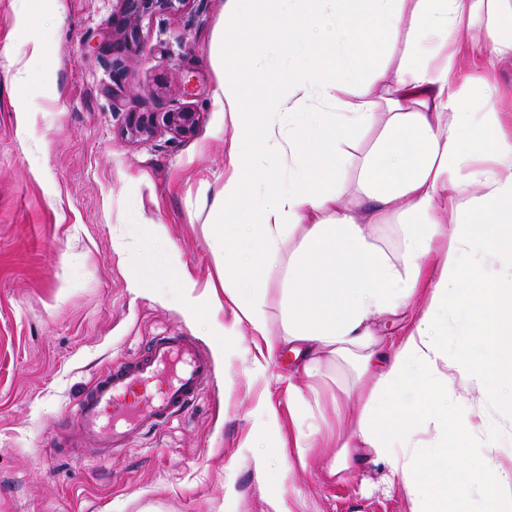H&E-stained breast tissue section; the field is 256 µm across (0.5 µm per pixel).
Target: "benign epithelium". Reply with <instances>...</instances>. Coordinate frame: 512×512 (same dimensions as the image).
<instances>
[{
    "instance_id": "7a95c632",
    "label": "benign epithelium",
    "mask_w": 512,
    "mask_h": 512,
    "mask_svg": "<svg viewBox=\"0 0 512 512\" xmlns=\"http://www.w3.org/2000/svg\"><path fill=\"white\" fill-rule=\"evenodd\" d=\"M117 9L112 14V30L103 35L112 45L144 55L147 52L142 39V23L156 15L184 10L193 0H116ZM198 126L197 113L188 108L169 109L165 112H131L125 126L126 135L132 139L153 136L164 127L172 133L191 137Z\"/></svg>"
}]
</instances>
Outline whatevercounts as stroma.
I'll use <instances>...</instances> for the list:
<instances>
[{
  "label": "stroma",
  "mask_w": 512,
  "mask_h": 512,
  "mask_svg": "<svg viewBox=\"0 0 512 512\" xmlns=\"http://www.w3.org/2000/svg\"><path fill=\"white\" fill-rule=\"evenodd\" d=\"M223 0L145 20L148 55L98 52L116 0H0V512H410L385 493L371 456L355 480L328 479L326 456L286 449L296 423L335 424L331 400L291 417L290 356H260L248 330L223 336L230 313L183 310L175 281L130 275L173 252L199 287L217 281L224 245L201 197L224 185L233 127L215 99L225 74L276 89L292 71L287 23L226 25ZM188 107L194 136L131 140V112ZM175 329L209 354L214 379L195 407L94 465L59 447L98 371ZM280 411L266 429L259 397ZM484 432L512 458V413L483 400Z\"/></svg>",
  "instance_id": "1"
}]
</instances>
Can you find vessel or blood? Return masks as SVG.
<instances>
[{
    "instance_id": "1",
    "label": "vessel or blood",
    "mask_w": 512,
    "mask_h": 512,
    "mask_svg": "<svg viewBox=\"0 0 512 512\" xmlns=\"http://www.w3.org/2000/svg\"><path fill=\"white\" fill-rule=\"evenodd\" d=\"M212 377L209 355L190 337L154 336L139 356L94 379L75 405L76 428L60 444L83 459L106 461L189 411Z\"/></svg>"
}]
</instances>
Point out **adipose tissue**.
<instances>
[{"label":"adipose tissue","mask_w":512,"mask_h":512,"mask_svg":"<svg viewBox=\"0 0 512 512\" xmlns=\"http://www.w3.org/2000/svg\"><path fill=\"white\" fill-rule=\"evenodd\" d=\"M271 2L298 35L291 51L316 49L318 61L297 65L265 97L280 121L262 128L242 118L260 88L228 75L216 90L234 128L224 187L211 205L233 312L221 330L248 328L267 353L291 352L310 378L325 354L351 367L352 386L366 397L356 417L337 416L330 476L352 480L353 460L369 453L411 512H512V465L487 456L450 483L440 446L414 437L429 426L443 439L473 436L478 413L454 391L460 370L482 392L505 393L512 407V277L472 290L464 264L475 247L512 252V136L494 103L496 71L512 60V0ZM481 15L486 38L474 50L488 69L475 81L461 70L462 35ZM316 100L329 111H313ZM358 141L367 149L351 154ZM248 157L259 166H246ZM255 180L262 192L244 198ZM229 201L242 204L230 217ZM381 224L399 225L397 253L375 237ZM294 238L299 244L287 252ZM436 238L448 245L434 258ZM281 258L288 277L275 333L268 285L248 268ZM406 312L403 335L377 339L376 321ZM452 318L459 335L483 338L488 370H467V355L453 353Z\"/></svg>","instance_id":"1"}]
</instances>
